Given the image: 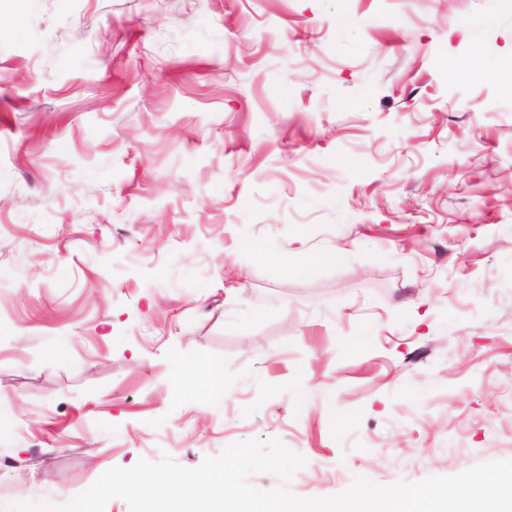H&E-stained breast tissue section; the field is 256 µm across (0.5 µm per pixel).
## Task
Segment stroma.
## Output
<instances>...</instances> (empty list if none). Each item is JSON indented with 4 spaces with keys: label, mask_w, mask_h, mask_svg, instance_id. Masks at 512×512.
Here are the masks:
<instances>
[{
    "label": "stroma",
    "mask_w": 512,
    "mask_h": 512,
    "mask_svg": "<svg viewBox=\"0 0 512 512\" xmlns=\"http://www.w3.org/2000/svg\"><path fill=\"white\" fill-rule=\"evenodd\" d=\"M511 54L512 0H0V512L246 440L302 498L512 459ZM178 388L191 395L203 394L205 400L223 398L224 389L220 370L214 366L199 363H178L174 369Z\"/></svg>",
    "instance_id": "obj_1"
}]
</instances>
